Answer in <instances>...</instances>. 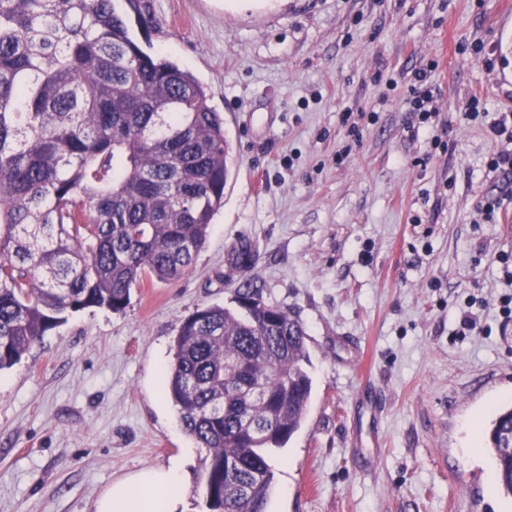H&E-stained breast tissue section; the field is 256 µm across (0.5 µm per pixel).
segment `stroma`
Here are the masks:
<instances>
[{"label":"stroma","mask_w":512,"mask_h":512,"mask_svg":"<svg viewBox=\"0 0 512 512\" xmlns=\"http://www.w3.org/2000/svg\"><path fill=\"white\" fill-rule=\"evenodd\" d=\"M140 7L153 51L224 115V207L188 274L144 283L124 312L73 314L0 373V512H95L112 482L184 454L178 512H206V451L161 377L181 321L232 306L248 276L304 325L313 379L301 428L270 457L269 512H512L468 427L512 401V202L480 213L499 144L462 119L475 94L512 110V0ZM422 69L430 126L405 103ZM367 381L381 415L362 406Z\"/></svg>","instance_id":"obj_1"}]
</instances>
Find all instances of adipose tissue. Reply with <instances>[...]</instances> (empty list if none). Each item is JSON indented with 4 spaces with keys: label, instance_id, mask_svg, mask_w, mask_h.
<instances>
[{
    "label": "adipose tissue",
    "instance_id": "1",
    "mask_svg": "<svg viewBox=\"0 0 512 512\" xmlns=\"http://www.w3.org/2000/svg\"><path fill=\"white\" fill-rule=\"evenodd\" d=\"M184 487L179 462L141 470L113 482L98 500L96 512H176Z\"/></svg>",
    "mask_w": 512,
    "mask_h": 512
}]
</instances>
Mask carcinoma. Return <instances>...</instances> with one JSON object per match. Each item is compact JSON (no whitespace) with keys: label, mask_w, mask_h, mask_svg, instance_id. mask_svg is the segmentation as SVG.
<instances>
[{"label":"carcinoma","mask_w":512,"mask_h":512,"mask_svg":"<svg viewBox=\"0 0 512 512\" xmlns=\"http://www.w3.org/2000/svg\"><path fill=\"white\" fill-rule=\"evenodd\" d=\"M132 13L149 39L140 0H0V371L69 314L182 278L224 205V118ZM235 303L180 323L164 395L208 453V512H265L311 398L307 334L253 280ZM486 444L511 497L512 407Z\"/></svg>","instance_id":"carcinoma-1"}]
</instances>
